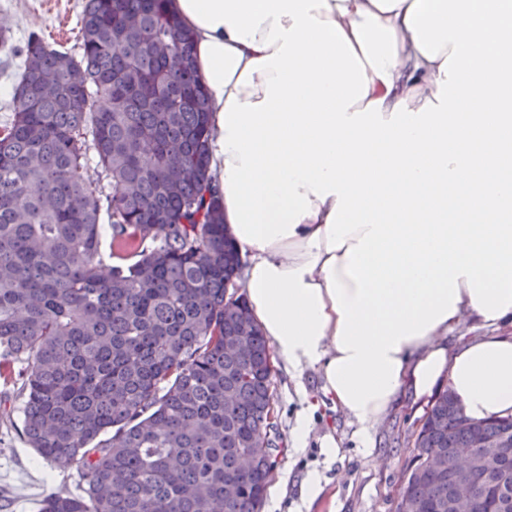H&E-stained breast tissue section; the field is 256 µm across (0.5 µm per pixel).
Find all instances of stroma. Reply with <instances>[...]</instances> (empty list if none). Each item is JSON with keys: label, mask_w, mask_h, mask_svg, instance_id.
I'll use <instances>...</instances> for the list:
<instances>
[{"label": "stroma", "mask_w": 512, "mask_h": 512, "mask_svg": "<svg viewBox=\"0 0 512 512\" xmlns=\"http://www.w3.org/2000/svg\"><path fill=\"white\" fill-rule=\"evenodd\" d=\"M83 0H0L13 44L37 32L60 49L74 48ZM321 386L317 371L291 378L275 369L272 391L282 444L262 512H396L400 477L415 453L414 441L427 401H408L392 411L363 447L357 426L330 407H319L310 420L304 448L291 446V430L303 409L304 394ZM23 399L16 388L0 386V512H39L54 493L80 494L82 479L75 466L41 458L21 434ZM335 436L339 446L327 454L321 442ZM321 479L322 492L305 502L309 476Z\"/></svg>", "instance_id": "35a3bbf8"}]
</instances>
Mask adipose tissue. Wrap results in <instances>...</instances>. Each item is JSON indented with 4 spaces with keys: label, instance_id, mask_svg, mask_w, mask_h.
<instances>
[{
    "label": "adipose tissue",
    "instance_id": "1",
    "mask_svg": "<svg viewBox=\"0 0 512 512\" xmlns=\"http://www.w3.org/2000/svg\"><path fill=\"white\" fill-rule=\"evenodd\" d=\"M169 8L275 360L365 438L441 383L472 419L512 415V0Z\"/></svg>",
    "mask_w": 512,
    "mask_h": 512
}]
</instances>
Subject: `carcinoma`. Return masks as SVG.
Returning a JSON list of instances; mask_svg holds the SVG:
<instances>
[{"label":"carcinoma","instance_id":"carcinoma-1","mask_svg":"<svg viewBox=\"0 0 512 512\" xmlns=\"http://www.w3.org/2000/svg\"><path fill=\"white\" fill-rule=\"evenodd\" d=\"M169 2L83 0L77 52L35 33L16 48L0 28L20 59L0 123V383L20 384L28 445L85 481L42 512H261L270 482L242 467L268 443L270 347L238 294L210 101ZM226 336L247 351L225 350ZM452 398L434 396L416 437L407 512H454L452 453L468 435ZM477 425L512 438V418ZM500 469L506 483L479 487L472 512H512V455ZM228 482L239 495L226 504Z\"/></svg>","mask_w":512,"mask_h":512}]
</instances>
